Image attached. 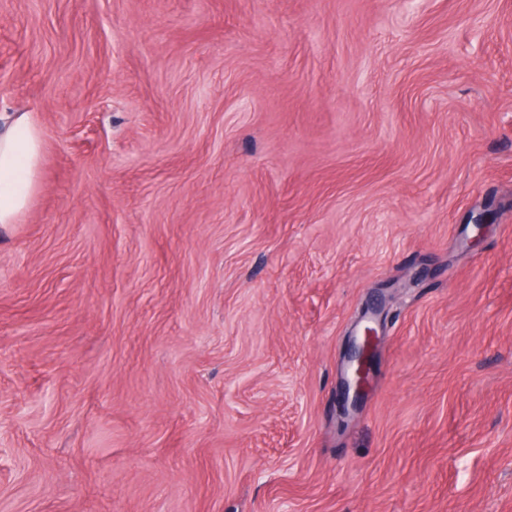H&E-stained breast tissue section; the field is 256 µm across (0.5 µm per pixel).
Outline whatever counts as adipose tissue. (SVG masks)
<instances>
[{
    "mask_svg": "<svg viewBox=\"0 0 512 512\" xmlns=\"http://www.w3.org/2000/svg\"><path fill=\"white\" fill-rule=\"evenodd\" d=\"M44 148L28 113L0 114V226L14 223L37 186Z\"/></svg>",
    "mask_w": 512,
    "mask_h": 512,
    "instance_id": "obj_1",
    "label": "adipose tissue"
}]
</instances>
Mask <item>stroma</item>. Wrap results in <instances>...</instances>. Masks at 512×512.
Here are the masks:
<instances>
[{
  "instance_id": "stroma-1",
  "label": "stroma",
  "mask_w": 512,
  "mask_h": 512,
  "mask_svg": "<svg viewBox=\"0 0 512 512\" xmlns=\"http://www.w3.org/2000/svg\"><path fill=\"white\" fill-rule=\"evenodd\" d=\"M1 112L0 512H512V0H0ZM44 148L27 112L0 114V226L14 224L37 186ZM377 339L376 328L367 324L362 328L361 334L353 340L344 385L347 394L349 395L352 392L355 399L363 395V391L368 384Z\"/></svg>"
}]
</instances>
